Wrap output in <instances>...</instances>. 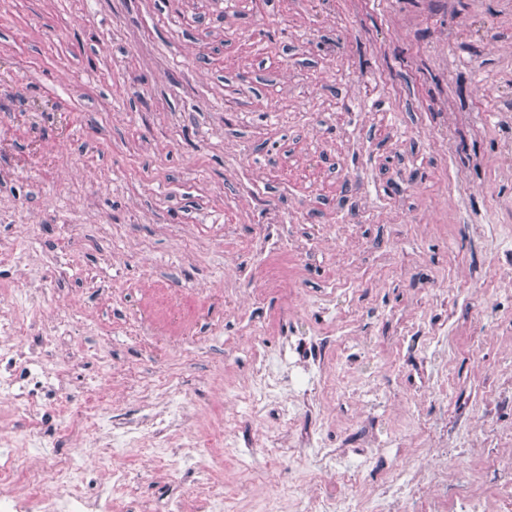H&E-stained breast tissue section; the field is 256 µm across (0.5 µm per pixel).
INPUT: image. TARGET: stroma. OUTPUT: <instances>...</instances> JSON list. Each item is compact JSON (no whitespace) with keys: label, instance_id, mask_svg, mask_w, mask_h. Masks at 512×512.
Listing matches in <instances>:
<instances>
[{"label":"stroma","instance_id":"stroma-1","mask_svg":"<svg viewBox=\"0 0 512 512\" xmlns=\"http://www.w3.org/2000/svg\"><path fill=\"white\" fill-rule=\"evenodd\" d=\"M496 224L512 226V0H0V276L26 281L23 306L49 320L27 346L60 336L51 449L90 472L85 495L117 471L134 512L225 498L265 512L270 495L303 512L324 453L368 431L374 467L411 465L385 445L394 427L484 411L512 360V332L471 354L493 306L459 288L494 282L512 248ZM274 246L305 257L293 292L262 289ZM160 285L200 305L182 343L152 323ZM322 302L344 316L331 336ZM423 322L439 334L412 336ZM302 335L320 349L314 379L355 355L385 404L316 397L292 471L242 483L215 464L214 433L244 446L288 420L276 397L229 422L219 405L257 350L287 386L286 339ZM184 395L189 418L144 431ZM86 399L139 432L111 465L85 446ZM151 462L156 478L136 481Z\"/></svg>","mask_w":512,"mask_h":512}]
</instances>
